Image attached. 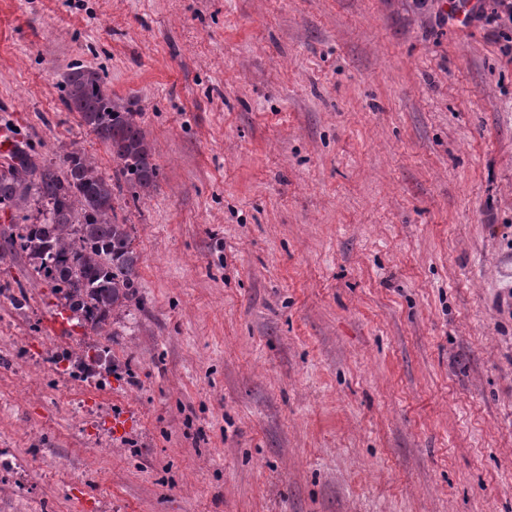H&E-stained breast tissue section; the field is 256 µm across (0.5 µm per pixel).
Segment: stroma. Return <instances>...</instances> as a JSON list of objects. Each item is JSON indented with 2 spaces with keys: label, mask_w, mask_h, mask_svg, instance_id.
Masks as SVG:
<instances>
[{
  "label": "stroma",
  "mask_w": 512,
  "mask_h": 512,
  "mask_svg": "<svg viewBox=\"0 0 512 512\" xmlns=\"http://www.w3.org/2000/svg\"><path fill=\"white\" fill-rule=\"evenodd\" d=\"M104 72L159 168L121 192L144 311L107 388L0 265V512H512V27L448 0H0V131L109 147ZM23 282L16 308L6 283ZM128 412L132 429L112 432ZM62 363L66 365L64 370L67 369L71 373V376L81 378L86 385L97 386L100 384L98 375L100 376V379L102 378V375H106V373L104 374V372L101 371H98L97 373L91 372L88 369L87 359L80 355H73L71 361Z\"/></svg>",
  "instance_id": "obj_1"
}]
</instances>
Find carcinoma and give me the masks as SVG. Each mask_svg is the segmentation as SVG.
<instances>
[{"mask_svg": "<svg viewBox=\"0 0 512 512\" xmlns=\"http://www.w3.org/2000/svg\"><path fill=\"white\" fill-rule=\"evenodd\" d=\"M63 104L108 145L115 169L102 174L95 162L72 149L60 164L46 159L25 139L13 141L0 165V212L19 232H0V263L20 255L62 308L100 333L118 314L144 308L140 255L131 225L113 219L117 193L127 187L138 201L157 186L159 169L140 113L119 106L103 74L77 63L64 79ZM41 205L29 222L28 205Z\"/></svg>", "mask_w": 512, "mask_h": 512, "instance_id": "1", "label": "carcinoma"}]
</instances>
